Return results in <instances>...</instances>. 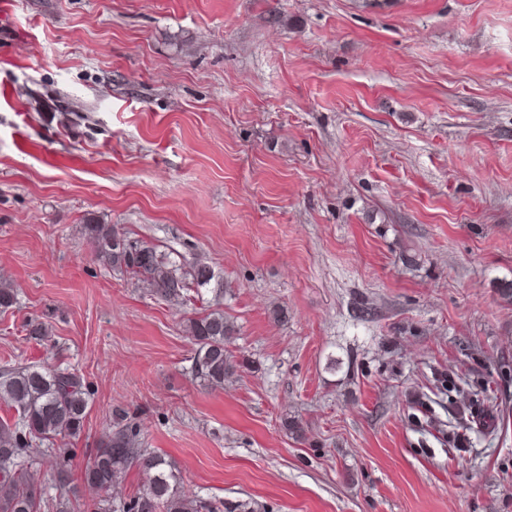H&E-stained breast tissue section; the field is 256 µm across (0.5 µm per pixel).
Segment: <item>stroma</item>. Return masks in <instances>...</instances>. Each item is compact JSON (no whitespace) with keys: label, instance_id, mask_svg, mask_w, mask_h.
Segmentation results:
<instances>
[{"label":"stroma","instance_id":"obj_1","mask_svg":"<svg viewBox=\"0 0 512 512\" xmlns=\"http://www.w3.org/2000/svg\"><path fill=\"white\" fill-rule=\"evenodd\" d=\"M90 219L223 299L105 269ZM1 279L0 371L90 385L83 434L23 461L44 496L121 410L203 499L512 512V382L466 453L408 417L432 372L512 360V0H0ZM216 301L211 389L183 326ZM186 333L195 346L191 371L196 379L210 388H220L224 380L236 370L238 363L226 351L234 328L217 306L207 312H197L186 322Z\"/></svg>","mask_w":512,"mask_h":512}]
</instances>
